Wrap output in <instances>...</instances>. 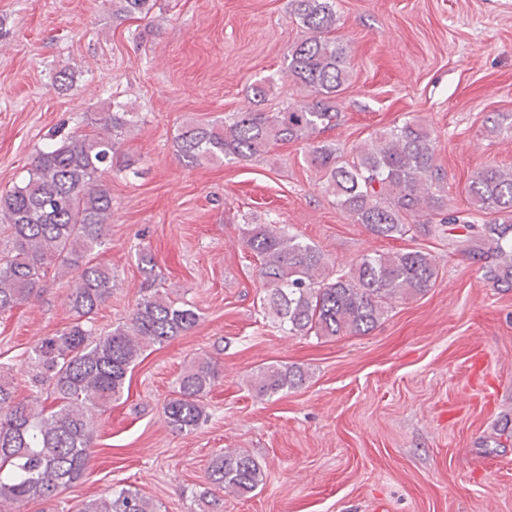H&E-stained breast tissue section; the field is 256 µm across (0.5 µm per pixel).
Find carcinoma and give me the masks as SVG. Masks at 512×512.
<instances>
[{
    "instance_id": "1",
    "label": "carcinoma",
    "mask_w": 512,
    "mask_h": 512,
    "mask_svg": "<svg viewBox=\"0 0 512 512\" xmlns=\"http://www.w3.org/2000/svg\"><path fill=\"white\" fill-rule=\"evenodd\" d=\"M304 28L288 47V78L301 97L276 112L262 108L272 79L251 85V107L220 122L185 126L177 135L188 166L204 160L248 161L275 146L298 143L318 184L357 224L377 237L442 238L460 217L437 194L436 138L412 118L374 132L346 152L317 135L341 119L338 95L350 80L349 47L333 36L336 0H292ZM156 0H113L118 19H145ZM133 123L120 103L96 119L99 129L73 133L38 151L28 178L0 194V314L28 301L48 265L71 277L67 303L75 319L28 353L35 395L17 396L13 378L0 373V512H19L34 500H50L84 476L94 419L124 392L128 373L147 344H163L195 327L197 312L158 288L136 304L127 322L98 335L93 315L112 294V268L96 261L108 245L112 193L106 174L118 160L116 139ZM492 135H512V113L486 118ZM474 211L492 215L484 224L463 222L457 251L479 265L487 284L512 291V171L488 165L466 187ZM243 243L256 257L263 306L290 336L366 335L398 300L435 286L438 265L423 248L363 255L349 269L327 262L315 245L278 224H247ZM219 372L208 358L191 362L164 406L167 423L191 432L207 420L204 396ZM299 365H270L252 373L250 388L271 397L302 386ZM265 473L245 452L213 459L210 484L246 496L264 484ZM78 512H158L136 490L122 488L81 502Z\"/></svg>"
}]
</instances>
